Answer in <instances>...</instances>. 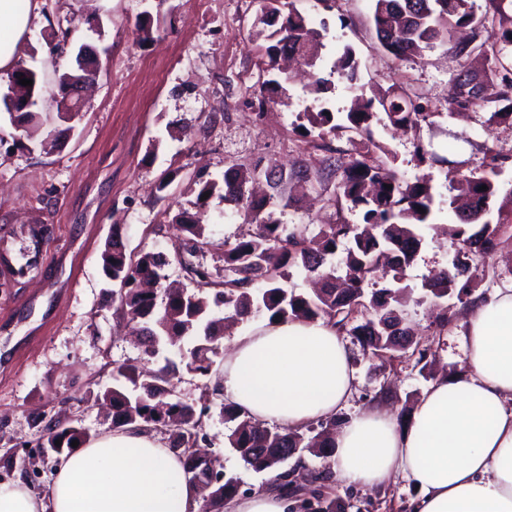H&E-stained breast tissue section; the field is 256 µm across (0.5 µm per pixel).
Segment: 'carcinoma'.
Returning a JSON list of instances; mask_svg holds the SVG:
<instances>
[{
  "mask_svg": "<svg viewBox=\"0 0 512 512\" xmlns=\"http://www.w3.org/2000/svg\"><path fill=\"white\" fill-rule=\"evenodd\" d=\"M295 0H263L257 22L271 28L265 43L256 49L258 80L253 85L258 107L262 108L286 94L290 78L276 72L282 55L296 56L316 66L324 47L322 35L307 26L306 18L294 8ZM372 24L380 47L397 59L422 55L426 49L442 46L461 59L479 52L481 68L462 70L448 83L445 112L431 110L425 97L406 86L390 89L382 98L369 96L362 86L351 88L353 97L344 112L305 110L293 128L299 141L327 152L322 166L299 181L310 190L333 192L325 202L335 210L336 221L322 224L308 236L300 225L280 223L269 211L274 198L283 197L294 175L273 166L243 167L233 164L224 171V185L214 181L200 184L197 197L222 189L224 204L243 216L250 233L234 242H224V279L211 280L200 257L204 254V225L183 215L174 217L186 234L174 248V258L196 283V291L184 296L157 288L146 293L139 280L161 283L165 256L141 252L135 256L118 234L112 248L103 250L102 273L120 287L112 289V302L123 310L126 319L144 328L145 354H153L155 339L176 346L186 336L195 344L185 354L186 366L207 375L212 371L220 338V319L213 317L224 309L234 320H249L263 315L268 321L288 319H326L339 334L356 338L364 350L378 359L392 361L397 354L413 349L420 373L431 365L429 352L413 345L408 313L403 296L410 290L405 271L414 262L423 242L420 226L433 212V178L424 174L413 181L403 179L395 158L374 139L376 106H381L384 126L415 130L433 127L444 115L470 109L489 114V123H512V0H487L484 14L477 15L473 0H374ZM358 60L352 47L331 66L330 74L356 80ZM348 134V147H335L332 139ZM416 160L444 176H453L457 191L468 199L467 207L448 210L458 220L457 246L450 266L424 282L422 288L436 298L456 295L468 298L478 287L476 272L483 261L504 243L507 228L502 219L489 215L498 188V171L512 159L498 153L479 169L463 172L459 162L435 151L418 147ZM265 179L273 195L253 198L248 185ZM487 190H480L481 186ZM362 213V223L351 224L345 212ZM301 268L321 283L313 293H297L284 288L290 269ZM118 373L132 385L108 389L103 398L112 404V424L119 428L134 425L145 431L152 426L169 428L168 447L183 459L186 479L203 473V463L191 450L189 434L203 427L210 407L182 399H172L170 370L141 378L136 366L119 367ZM224 419L236 423L228 442L248 466L258 471L276 472L273 485L295 497L303 490L317 499V512H336V501L323 498L322 483L332 474L320 473L306 484L298 483L296 469L280 466L300 451L314 455L333 451L329 434L336 430L334 415L304 428L288 429L259 422L231 405L223 406ZM44 433L48 444L60 441L59 454L73 451L72 441L83 442L84 433L50 422ZM239 493L236 478L223 479L213 488L204 512H224L226 502Z\"/></svg>",
  "mask_w": 512,
  "mask_h": 512,
  "instance_id": "cac0c4a2",
  "label": "carcinoma"
}]
</instances>
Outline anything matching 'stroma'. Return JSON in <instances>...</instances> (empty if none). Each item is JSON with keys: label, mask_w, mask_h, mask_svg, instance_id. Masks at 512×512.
<instances>
[{"label": "stroma", "mask_w": 512, "mask_h": 512, "mask_svg": "<svg viewBox=\"0 0 512 512\" xmlns=\"http://www.w3.org/2000/svg\"><path fill=\"white\" fill-rule=\"evenodd\" d=\"M295 6L311 27L326 30L322 72L349 45L366 90L406 81L432 108L443 109L448 81L461 66L443 48L408 62L385 53L371 25L372 0H338L330 12L317 0H296ZM262 7L261 0H43L40 18L18 49L19 63L40 72L55 59L69 68L86 44L95 49L101 71L72 130L55 118L54 86L43 89L36 111L44 131L58 139L53 151H43L0 110V241L12 249L10 264H0V483L20 478L37 493L49 492L54 459L29 454L44 422L81 429L91 439L112 432V414L102 409L100 395L114 386L117 366L144 357L143 345L127 335L120 310L105 294L101 253L112 232H120L130 251L169 256L181 235L171 219L189 212L205 227L204 265L217 279L224 274L225 241L248 227L220 195L198 202L199 182L223 181L229 166L258 161L289 172L320 167L322 151L302 146L292 132L298 112L315 102L305 91L312 81L308 69H300L287 98L268 105L262 120L254 118L255 20ZM143 20L151 29L145 42L138 29ZM64 30L70 33L67 51L52 56ZM374 132L409 181L423 173L413 157L418 141L472 169L491 151L512 156V125L488 124L482 111L416 133L392 134L379 126ZM434 184L431 225L406 270L413 289L407 310L418 340L433 352L435 377L442 379L465 365L462 324L471 305L453 296L433 301L421 288L430 271L448 267L455 251L451 236L433 230L456 222L446 204L452 185L439 174ZM272 209L281 223L306 225L312 234L336 219L315 194L288 205L275 200ZM485 267L475 297L512 289V243L487 258ZM436 307L448 316L440 335L432 326ZM343 341L357 386L340 411L342 420L367 409L366 393L384 386L398 397L396 417H406L430 385L415 355L388 365L369 358L354 337ZM192 345L187 337L181 348L164 347L153 357L155 366L175 365L174 393L189 402L224 369L219 362L209 375L187 371L179 351ZM222 403L209 398L198 446L217 469L238 479L245 497L270 486L274 475L247 467L229 447ZM321 492L341 512H414L418 496L401 473L375 489L335 480Z\"/></svg>", "instance_id": "stroma-1"}]
</instances>
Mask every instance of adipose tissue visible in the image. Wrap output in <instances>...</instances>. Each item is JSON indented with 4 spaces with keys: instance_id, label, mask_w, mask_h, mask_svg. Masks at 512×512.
<instances>
[{
    "instance_id": "ef3b65f1",
    "label": "adipose tissue",
    "mask_w": 512,
    "mask_h": 512,
    "mask_svg": "<svg viewBox=\"0 0 512 512\" xmlns=\"http://www.w3.org/2000/svg\"><path fill=\"white\" fill-rule=\"evenodd\" d=\"M0 0V77L39 5ZM464 369L433 384L398 423L387 408L337 429L332 454L348 485L382 486L402 472L415 482L416 512H512V289L475 302L464 323ZM225 402L288 429L335 415L355 378L332 322H263L237 337L218 379ZM179 456L131 428L90 441L56 465L48 495L23 480L0 483V512H200Z\"/></svg>"
}]
</instances>
